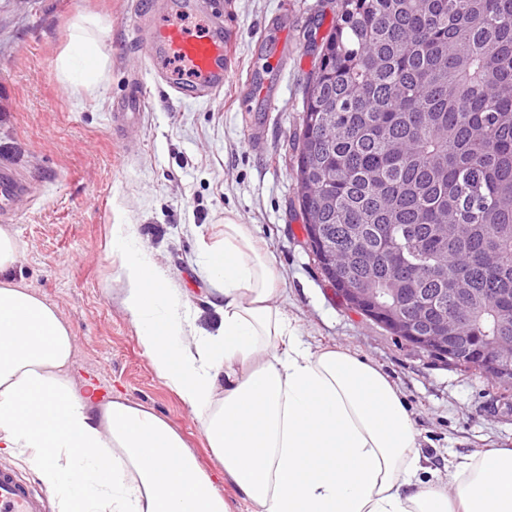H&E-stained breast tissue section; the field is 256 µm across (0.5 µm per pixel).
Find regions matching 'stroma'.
<instances>
[{
	"mask_svg": "<svg viewBox=\"0 0 512 512\" xmlns=\"http://www.w3.org/2000/svg\"><path fill=\"white\" fill-rule=\"evenodd\" d=\"M236 35L232 74L215 97L177 98L158 80L133 30L146 0H0V168L21 190L9 215L20 247L15 280L55 305L76 337L72 373L167 420L212 475L229 512H250L224 480L198 420L159 377L121 304L122 262L112 227L135 225L198 332L220 317L198 248L220 237L225 214L273 256L275 301L299 339L339 347L379 368L404 401L435 480L446 459L512 448V388L419 352L349 307L307 246L296 198L305 86L338 0H221ZM95 14L109 59L96 91L63 85L57 58L81 17ZM276 85L272 106L238 109L248 74ZM147 90L140 122L118 125L114 105Z\"/></svg>",
	"mask_w": 512,
	"mask_h": 512,
	"instance_id": "35a3bbf8",
	"label": "stroma"
}]
</instances>
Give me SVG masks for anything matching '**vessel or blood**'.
<instances>
[{
  "mask_svg": "<svg viewBox=\"0 0 512 512\" xmlns=\"http://www.w3.org/2000/svg\"><path fill=\"white\" fill-rule=\"evenodd\" d=\"M191 0H150L139 17L141 49L158 75L186 97H208L224 87L232 70L228 45L233 39L219 17L197 27ZM0 512H47L46 497L12 468L0 467Z\"/></svg>",
  "mask_w": 512,
  "mask_h": 512,
  "instance_id": "vessel-or-blood-1",
  "label": "vessel or blood"
}]
</instances>
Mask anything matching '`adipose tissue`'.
<instances>
[{
    "label": "adipose tissue",
    "instance_id": "adipose-tissue-1",
    "mask_svg": "<svg viewBox=\"0 0 512 512\" xmlns=\"http://www.w3.org/2000/svg\"><path fill=\"white\" fill-rule=\"evenodd\" d=\"M101 45L95 19L73 25L57 62L64 85L97 90ZM112 250L141 346L252 512H512L511 448L449 461L444 486L420 478L398 392L354 355L297 339L274 302L273 260L247 225L225 218L223 237L200 244L221 316L203 336L133 225H113ZM18 257L0 226V456L56 491L57 512H227L166 420L75 380L73 331L14 281Z\"/></svg>",
    "mask_w": 512,
    "mask_h": 512
}]
</instances>
